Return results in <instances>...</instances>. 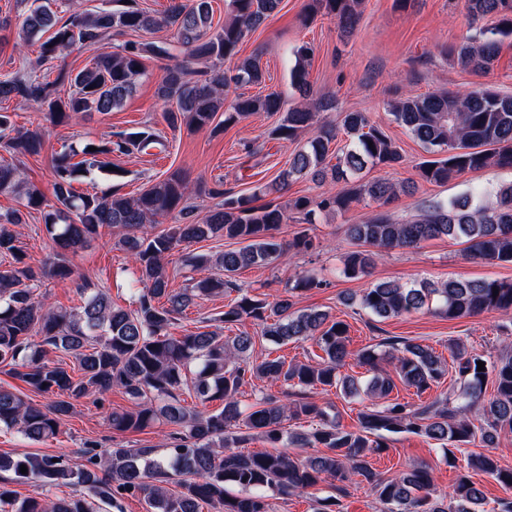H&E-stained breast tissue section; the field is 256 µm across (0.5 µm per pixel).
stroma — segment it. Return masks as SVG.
<instances>
[{"mask_svg":"<svg viewBox=\"0 0 512 512\" xmlns=\"http://www.w3.org/2000/svg\"><path fill=\"white\" fill-rule=\"evenodd\" d=\"M309 0H282L279 8L254 32L246 37L241 57H255L265 74L260 86H230V94L244 95L278 93L283 110L302 106L304 100L290 81L296 62V51L310 45L314 52L307 65L313 101L331 99L335 109L320 112V120L339 123L344 112H363L380 125L400 148L403 164L394 170L371 169L370 177H387L395 182L416 176V166L426 153L422 145L404 127L396 124L389 113V103L398 92L416 94L466 93L479 87H490L512 95V39L502 45L493 71L478 76L453 64L444 54L446 46L473 37L479 23L473 22L463 7V0H363L359 21L350 36H342L335 18L318 16L305 21ZM17 26L0 29V71L24 68L32 76L54 80L59 67L80 70L100 54H109L122 45V34H107L94 46L69 52L59 63L39 64L38 41H31L24 50H16ZM145 74L123 106L113 112H91L79 119L53 125L43 114L27 104L10 100L1 104L12 118L16 129L42 130L44 149L40 155L22 158L20 167L27 181L45 197H52V159L73 149L83 151L111 135L134 131L146 126L160 134L164 149L151 148L127 155L103 156V165L93 168L74 183L80 193L114 190L132 197L145 187L181 171L188 180L190 202L198 215H206L218 207L220 200L212 196L219 187L236 194L251 195L255 187L270 183L288 165L295 144L271 138L270 131L280 121L279 114L259 113L224 129L218 134L206 130H170L164 119V105L155 96V87L162 73V59L146 54L142 59ZM512 182V168L490 166L478 172H466L444 185L419 182L413 195L399 196L388 204L394 219L403 221L421 213L428 205L463 195L473 187L484 191V202L495 199L500 185ZM378 209L377 204L360 205L346 212L320 217L317 223L302 225L288 219L276 233L286 248L274 266H251L240 269L236 279L251 293L268 300L291 296L296 308H318L348 326L350 351L357 352L372 345L389 347L400 340H413L432 347L437 354L447 355L449 340H462L474 354L487 361L498 359L506 335L504 318L496 313L451 320L431 311L407 314L386 320L378 319L360 307L359 297L380 280L413 284L423 280L444 281L498 279L512 281V264H488L468 256L464 244L433 239L412 248L379 250L371 275H344L342 256L353 248L347 227ZM18 244L26 262L40 267L52 241L39 212L28 215L24 224L15 228ZM312 237L315 247L309 251L292 248V240L300 233ZM123 229L100 227L90 244L73 256L74 274L70 280L47 285L49 303L62 308L78 307L82 298L80 284L104 289L115 306L134 308L137 301L129 254L117 245ZM234 241L210 238L175 250L168 258V273L175 289L187 287L194 272L186 266L187 253L215 255L233 249ZM316 274L324 287L297 290L293 284L305 273ZM230 296H216L196 301L179 316L176 334L198 330L204 321H211L214 331L233 337L249 332L255 338L254 359L271 355L289 364L316 363L319 348L310 340L276 345L260 335L252 321L229 327L218 318L230 304ZM130 397L121 389L96 398L76 400L69 417L56 438L34 442L13 430H0V454L24 453L64 454L72 465L84 463L89 453H103L109 448L155 449L164 456L174 433V426L157 423L140 432L119 433L108 423L112 411L127 409ZM469 449L455 454L454 462H446L439 442L425 437L401 433L390 437L384 450L374 453L370 462L381 477L394 476L409 467L427 465L433 468L437 489L450 493L462 475H470L479 483L488 502L512 498V488L494 479L470 472Z\"/></svg>","mask_w":512,"mask_h":512,"instance_id":"obj_1","label":"stroma"}]
</instances>
